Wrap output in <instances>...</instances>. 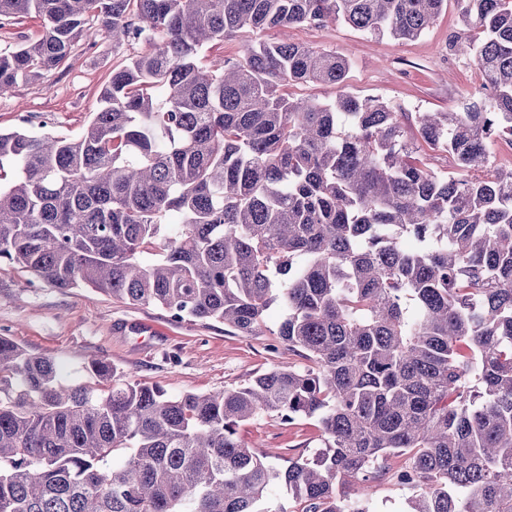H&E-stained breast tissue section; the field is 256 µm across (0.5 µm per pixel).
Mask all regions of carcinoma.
Listing matches in <instances>:
<instances>
[{"label": "carcinoma", "instance_id": "carcinoma-1", "mask_svg": "<svg viewBox=\"0 0 512 512\" xmlns=\"http://www.w3.org/2000/svg\"><path fill=\"white\" fill-rule=\"evenodd\" d=\"M457 3L448 54L490 93L416 113L411 139L348 89L346 57L244 34L340 21L411 41L448 0H0V28L40 27L0 51L3 95L81 36L147 45L82 135L0 131V270L243 335L278 306L272 335L311 362L171 395L97 357L66 383L0 335V512H286L278 486L298 512H376L354 487L387 474L405 512H512V169L490 151L512 143V0ZM234 37L236 57L204 61ZM265 414L316 420L321 448L268 463L238 433Z\"/></svg>", "mask_w": 512, "mask_h": 512}]
</instances>
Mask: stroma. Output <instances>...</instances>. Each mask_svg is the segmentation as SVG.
<instances>
[{
	"instance_id": "1",
	"label": "stroma",
	"mask_w": 512,
	"mask_h": 512,
	"mask_svg": "<svg viewBox=\"0 0 512 512\" xmlns=\"http://www.w3.org/2000/svg\"><path fill=\"white\" fill-rule=\"evenodd\" d=\"M459 20L456 0H450L429 31L409 42L371 37L343 23L279 28L270 35L345 56L349 88L390 101L410 131L416 113L457 111L480 88L474 61L449 56L446 49ZM143 50L140 44L113 47L108 37L92 45L79 39L61 70L0 96V129L79 135L100 107L113 66ZM280 317V309L272 308L267 331L246 336L220 322L177 321L154 305H132L87 288L58 290L28 273L0 270V334L32 354L62 361L71 378L96 355L127 378L159 383L172 394L231 390L272 368L306 365L303 353L270 336ZM239 433L277 465L319 445L312 420L288 425L263 415Z\"/></svg>"
}]
</instances>
